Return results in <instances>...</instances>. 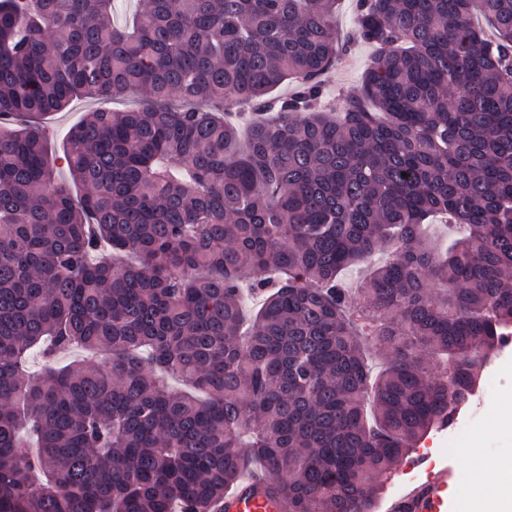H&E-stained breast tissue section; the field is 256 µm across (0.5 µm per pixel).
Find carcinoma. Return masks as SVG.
<instances>
[{
  "label": "carcinoma",
  "mask_w": 512,
  "mask_h": 512,
  "mask_svg": "<svg viewBox=\"0 0 512 512\" xmlns=\"http://www.w3.org/2000/svg\"><path fill=\"white\" fill-rule=\"evenodd\" d=\"M139 2L0 0V512H211L255 463L374 512L512 332V0H356L345 39L336 0ZM125 93L69 130L72 194L44 116ZM374 50L369 45L354 43L349 52L322 78L331 96L355 94Z\"/></svg>",
  "instance_id": "carcinoma-1"
}]
</instances>
